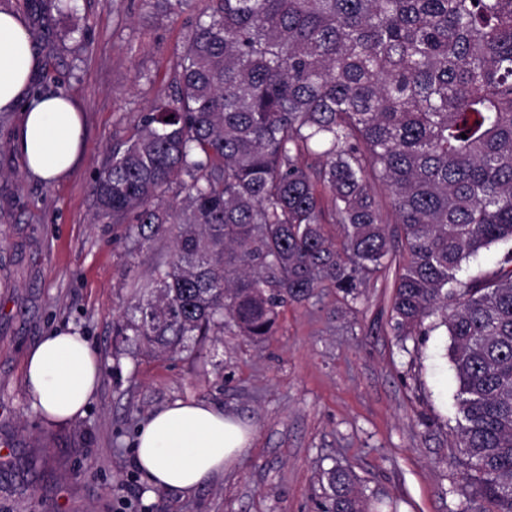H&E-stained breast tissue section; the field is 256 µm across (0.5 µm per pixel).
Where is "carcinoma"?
Segmentation results:
<instances>
[{
  "label": "carcinoma",
  "mask_w": 512,
  "mask_h": 512,
  "mask_svg": "<svg viewBox=\"0 0 512 512\" xmlns=\"http://www.w3.org/2000/svg\"><path fill=\"white\" fill-rule=\"evenodd\" d=\"M212 2L174 94L93 186L97 221L134 247L174 239L114 335L261 340L326 285L354 302L394 256L392 221L391 329L437 316L450 339L461 512H512V0ZM495 246V269L458 279ZM326 480L322 512H366L350 469Z\"/></svg>",
  "instance_id": "1"
}]
</instances>
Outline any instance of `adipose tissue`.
Segmentation results:
<instances>
[{"label":"adipose tissue","instance_id":"obj_1","mask_svg":"<svg viewBox=\"0 0 512 512\" xmlns=\"http://www.w3.org/2000/svg\"><path fill=\"white\" fill-rule=\"evenodd\" d=\"M38 62L19 15L0 8V112L21 110L15 146L26 169L49 181L78 160L83 121L73 102L55 94L26 100ZM32 405L51 425L82 417L99 387L102 369L85 337L60 331L43 337L25 359ZM248 443L238 421L205 402H175L139 428L134 460L149 486L189 492L223 473Z\"/></svg>","mask_w":512,"mask_h":512}]
</instances>
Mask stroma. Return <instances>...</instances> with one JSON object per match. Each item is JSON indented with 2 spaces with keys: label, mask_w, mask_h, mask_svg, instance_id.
Masks as SVG:
<instances>
[{
  "label": "stroma",
  "mask_w": 512,
  "mask_h": 512,
  "mask_svg": "<svg viewBox=\"0 0 512 512\" xmlns=\"http://www.w3.org/2000/svg\"><path fill=\"white\" fill-rule=\"evenodd\" d=\"M206 0L171 14L145 0H0L29 28L35 82L78 102L77 167L42 181L14 148L21 112L0 122V512H321L326 472L350 468L369 512H458L471 488L453 446L456 383L444 327L399 341L396 270L357 303L321 289L281 308L262 341L214 332L177 353L114 335L140 286L174 251L133 248L125 225L95 222L92 186L114 144L171 92ZM86 336L103 378L85 415L46 426L24 384L27 352L54 330ZM205 401L252 437L224 474L187 493L148 487L133 462L139 425L176 401Z\"/></svg>",
  "instance_id": "35a3bbf8"
}]
</instances>
